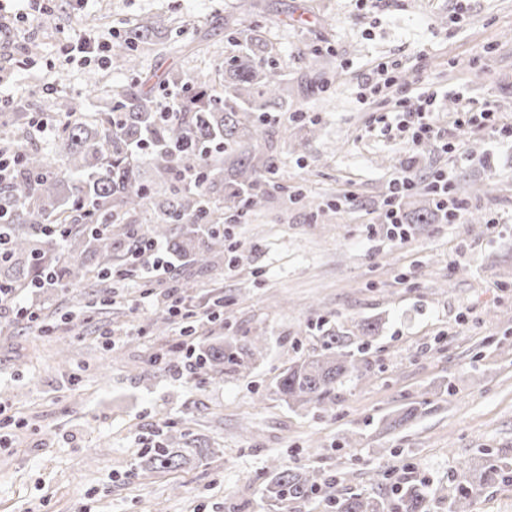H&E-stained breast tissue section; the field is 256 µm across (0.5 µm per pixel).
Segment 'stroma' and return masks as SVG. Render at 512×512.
<instances>
[{
	"label": "stroma",
	"mask_w": 512,
	"mask_h": 512,
	"mask_svg": "<svg viewBox=\"0 0 512 512\" xmlns=\"http://www.w3.org/2000/svg\"><path fill=\"white\" fill-rule=\"evenodd\" d=\"M237 0H50L55 27L0 29V95L18 100L51 86L56 98L98 111L89 73L131 86L158 70L192 80L237 47L224 17ZM248 16L272 42L288 86L285 113L269 118L278 158L260 212L225 223L220 269L173 268L164 285L125 274L112 303L43 335L0 312V512H328L324 496L269 505L271 460L335 479L337 493L374 495L400 483L454 488L479 449L512 462V140L466 135L456 171L459 223L409 225L387 237L389 183L411 166L428 185L448 157L414 148L372 124L384 107L360 100L380 62L399 82L447 91L434 120L448 128L462 105L493 101L512 119V0H257ZM161 16L178 42L145 52L134 71L68 56L69 36L124 39ZM464 92L457 100L455 92ZM174 292L202 320L191 336L165 318ZM223 307H216V300ZM381 330L330 411L288 408L270 394L277 376L320 350V324ZM260 336L266 348L236 376L185 370L188 349ZM415 419L388 431L408 406ZM212 455L169 474L141 471L145 448L168 435Z\"/></svg>",
	"instance_id": "obj_1"
}]
</instances>
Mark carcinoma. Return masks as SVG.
I'll return each instance as SVG.
<instances>
[{
    "instance_id": "1",
    "label": "carcinoma",
    "mask_w": 512,
    "mask_h": 512,
    "mask_svg": "<svg viewBox=\"0 0 512 512\" xmlns=\"http://www.w3.org/2000/svg\"><path fill=\"white\" fill-rule=\"evenodd\" d=\"M158 23L144 17L112 46L116 67L137 69L140 50L159 44ZM233 41L238 51L224 60V95L207 94V80L197 76V90L185 89L187 106L168 119L155 102L167 81L148 75L112 89L110 105L91 117L65 107L66 125L51 157L28 148V106L15 108L13 123L0 131V152L16 157L13 174L0 180V238L9 243L0 256V286L12 289L11 300L43 283L67 290L92 279L110 282L118 268L134 262L142 238L169 244L199 268L220 267V207L241 214L263 205L277 162L255 152V145L272 137L265 114L288 111L282 68L270 60L273 47L262 32L239 30ZM146 161L149 180L141 170ZM439 213L426 197L406 219L431 224ZM48 224L57 225L56 232L47 233ZM379 328L375 319L363 322L356 347L346 330H325L322 352L289 365L272 394L289 405L331 410L336 385L360 371L358 355ZM264 349L258 336L223 340L205 346L196 360L221 376L248 368ZM210 454L209 448H180L169 436L144 453L141 469L175 472ZM502 470L481 460L449 497L442 487L395 485L386 495L331 493L327 501L334 512H435L445 501L448 512H470ZM321 489L315 471L275 464L263 493L271 500L306 501Z\"/></svg>"
}]
</instances>
